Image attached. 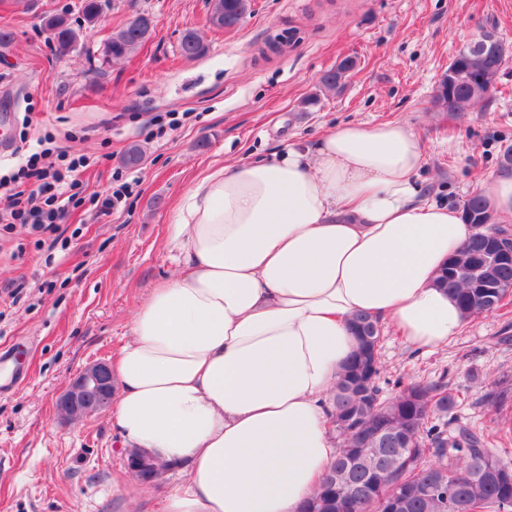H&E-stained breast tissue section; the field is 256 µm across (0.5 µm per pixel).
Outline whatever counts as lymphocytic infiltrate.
Masks as SVG:
<instances>
[{
    "label": "lymphocytic infiltrate",
    "mask_w": 512,
    "mask_h": 512,
    "mask_svg": "<svg viewBox=\"0 0 512 512\" xmlns=\"http://www.w3.org/2000/svg\"><path fill=\"white\" fill-rule=\"evenodd\" d=\"M88 166L86 156L63 150L45 148L29 154L16 170L0 176V223L53 232L70 210L86 204L111 213L130 195L131 187L123 182L108 195L83 196L80 175Z\"/></svg>",
    "instance_id": "obj_1"
}]
</instances>
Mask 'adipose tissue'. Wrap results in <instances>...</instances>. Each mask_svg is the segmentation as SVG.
<instances>
[{
	"label": "adipose tissue",
	"instance_id": "ef3b65f1",
	"mask_svg": "<svg viewBox=\"0 0 512 512\" xmlns=\"http://www.w3.org/2000/svg\"><path fill=\"white\" fill-rule=\"evenodd\" d=\"M404 123H346L315 145L213 169L182 196L180 263L112 361L125 449L177 464L160 512H299L336 454L330 393L366 313L419 352L466 318L435 284L475 232L424 197Z\"/></svg>",
	"mask_w": 512,
	"mask_h": 512
}]
</instances>
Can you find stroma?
<instances>
[{
  "label": "stroma",
  "instance_id": "1",
  "mask_svg": "<svg viewBox=\"0 0 512 512\" xmlns=\"http://www.w3.org/2000/svg\"><path fill=\"white\" fill-rule=\"evenodd\" d=\"M86 25L81 0H0V164L16 165L20 131L29 147L52 137L94 164L83 193L105 194L115 177L133 193L118 210L78 209L42 242L29 227L0 225V512H156L184 475L165 473L131 502L126 454L108 414L68 420L56 399L89 363L111 361L130 334L135 307L178 263L165 247L170 214L208 169L315 144L347 122L411 124L425 147L420 180L431 199L452 207L502 171L512 146V0H252L232 30L208 23L212 0H101ZM66 14L80 28L76 49L56 52L43 20ZM149 15L151 38L127 59L104 56L112 32ZM208 47L188 59L186 30ZM494 32L505 47L495 87L469 111L433 103L438 81L469 39ZM356 62L343 88L322 74ZM319 102L309 111L301 103ZM179 112L180 128L157 135L152 115ZM141 145L140 164L125 162ZM384 376L447 382L458 396L455 421L495 432L493 398L512 397V296L468 319L448 348L418 353L382 330Z\"/></svg>",
  "mask_w": 512,
  "mask_h": 512
}]
</instances>
